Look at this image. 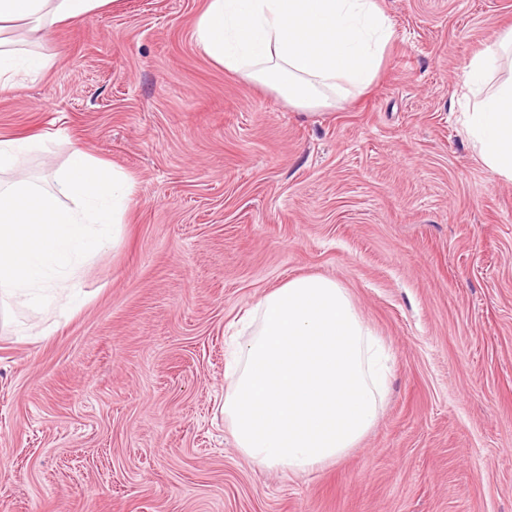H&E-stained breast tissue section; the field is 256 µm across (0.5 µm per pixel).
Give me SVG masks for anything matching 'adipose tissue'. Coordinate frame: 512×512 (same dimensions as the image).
Here are the masks:
<instances>
[{
  "instance_id": "obj_1",
  "label": "adipose tissue",
  "mask_w": 512,
  "mask_h": 512,
  "mask_svg": "<svg viewBox=\"0 0 512 512\" xmlns=\"http://www.w3.org/2000/svg\"><path fill=\"white\" fill-rule=\"evenodd\" d=\"M110 0H0V32L33 20L40 29L73 22ZM194 37L225 71L243 75L276 93L289 107L332 106L376 78L393 38L377 0H208ZM491 53L477 55L466 73L475 99L466 130L484 164L512 180V80L486 89ZM48 56L19 53L0 36V92L13 90L22 69L42 75Z\"/></svg>"
}]
</instances>
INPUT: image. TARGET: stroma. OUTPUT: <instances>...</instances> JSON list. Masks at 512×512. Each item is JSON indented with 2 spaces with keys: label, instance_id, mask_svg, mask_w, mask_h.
Segmentation results:
<instances>
[{
  "label": "stroma",
  "instance_id": "stroma-1",
  "mask_svg": "<svg viewBox=\"0 0 512 512\" xmlns=\"http://www.w3.org/2000/svg\"><path fill=\"white\" fill-rule=\"evenodd\" d=\"M394 37L366 91L299 111L213 64L207 0H115L46 34L0 95L15 179L73 148L130 175L82 262L85 303L0 315V512H512V181L463 125L465 69L512 0H378ZM322 275L383 341L387 396L341 462L245 459L224 422L238 321ZM40 146H42V138L40 136H34L23 140L16 138H1L0 173L13 169L20 154L34 147Z\"/></svg>",
  "mask_w": 512,
  "mask_h": 512
}]
</instances>
